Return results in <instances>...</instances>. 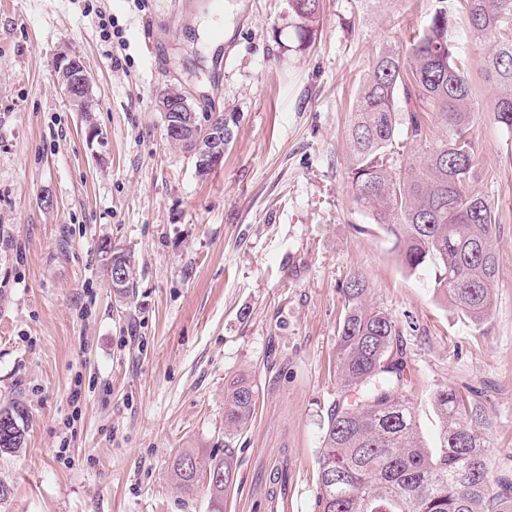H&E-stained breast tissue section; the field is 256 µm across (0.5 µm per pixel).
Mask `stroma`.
<instances>
[{"label":"stroma","mask_w":512,"mask_h":512,"mask_svg":"<svg viewBox=\"0 0 512 512\" xmlns=\"http://www.w3.org/2000/svg\"><path fill=\"white\" fill-rule=\"evenodd\" d=\"M432 3L323 0L301 51L288 0H0V403L28 410L24 448L0 454L14 487L0 512H267L283 463L291 512H318L322 433L344 399L341 288L358 272L400 330L426 445L439 433L429 396L448 386L483 408L490 475L512 465V133L480 71L490 43L462 13L469 189L500 217L483 325L435 292L432 266L404 269L347 184L358 87ZM63 52L95 76L105 145L58 86ZM173 86L200 116L233 118L206 177L165 137L158 100ZM108 244L134 255L133 296L110 286ZM242 374L255 413L229 437L224 384ZM186 448L232 452L223 504L176 489L170 463Z\"/></svg>","instance_id":"35a3bbf8"}]
</instances>
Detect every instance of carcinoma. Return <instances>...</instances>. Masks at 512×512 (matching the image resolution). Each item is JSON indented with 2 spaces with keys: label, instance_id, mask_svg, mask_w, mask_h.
Here are the masks:
<instances>
[{
  "label": "carcinoma",
  "instance_id": "obj_1",
  "mask_svg": "<svg viewBox=\"0 0 512 512\" xmlns=\"http://www.w3.org/2000/svg\"><path fill=\"white\" fill-rule=\"evenodd\" d=\"M424 26L405 45L383 49L360 85L349 129L352 162L348 182L355 204L394 240L403 267L435 268L434 288L472 324L485 322L493 307L499 270L493 240L497 212L470 192L476 155L470 134L474 86L456 55L447 0H435ZM470 32L492 39L483 77L494 85L495 120L512 130V0H457ZM323 0H288L298 47L317 30ZM431 112L446 128L445 139L427 145L425 118ZM413 151L396 165L394 156ZM125 264L120 293L134 288L135 259L113 253ZM344 315L336 342L342 389L354 401L338 404L328 417L318 457L319 512H512V469L490 487V449L478 424L482 407L452 388L432 393L441 427L436 454L420 438L417 415L405 394L408 360L394 320L367 299V283L352 275L341 288ZM257 402L245 378L224 385V431L231 435L251 421ZM27 410L18 399L0 405V453L19 451ZM171 477L189 496L207 484L210 497L224 501L235 464L231 453L218 458L187 448L171 464Z\"/></svg>",
  "mask_w": 512,
  "mask_h": 512
}]
</instances>
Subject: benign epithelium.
I'll return each instance as SVG.
<instances>
[{"mask_svg": "<svg viewBox=\"0 0 512 512\" xmlns=\"http://www.w3.org/2000/svg\"><path fill=\"white\" fill-rule=\"evenodd\" d=\"M63 93L75 111L81 114L89 141L104 143L102 130L94 122L93 79L80 57L62 53L55 60ZM164 114L165 135L174 145L186 151L195 160L196 172L217 168L224 161V153L232 142L229 119L215 124L209 118H200L178 88H169L159 99Z\"/></svg>", "mask_w": 512, "mask_h": 512, "instance_id": "obj_1", "label": "benign epithelium"}]
</instances>
